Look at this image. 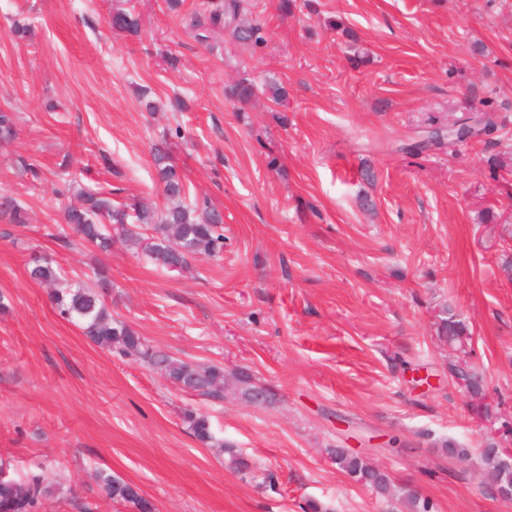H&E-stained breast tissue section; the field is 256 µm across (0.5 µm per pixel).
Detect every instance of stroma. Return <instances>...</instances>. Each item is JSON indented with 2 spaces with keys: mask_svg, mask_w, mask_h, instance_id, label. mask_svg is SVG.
<instances>
[{
  "mask_svg": "<svg viewBox=\"0 0 512 512\" xmlns=\"http://www.w3.org/2000/svg\"><path fill=\"white\" fill-rule=\"evenodd\" d=\"M204 2L0 0V109L18 117L0 190L26 212L0 219V462L61 483L38 512H131L104 474L156 512H405L340 470L339 447L435 512H512L481 479L484 446L512 449V0H250L266 30L254 49L225 29L198 42ZM117 9L139 14V35L112 31ZM243 78L247 102L230 96ZM486 113L492 134L410 153L431 126ZM177 125L175 164L224 216L220 257L168 272L118 242L53 238L74 202L63 170L115 202L162 204L150 147ZM34 253L71 284L108 267L114 317L171 356L248 370L274 405L207 401L99 348L30 279ZM446 308L471 332L483 401L450 373ZM188 408L233 451L198 442ZM100 479L107 495L113 500L126 504L134 512L153 511V504L140 494L136 486L112 475H101Z\"/></svg>",
  "mask_w": 512,
  "mask_h": 512,
  "instance_id": "stroma-1",
  "label": "stroma"
}]
</instances>
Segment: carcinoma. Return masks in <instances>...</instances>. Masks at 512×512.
<instances>
[{
  "instance_id": "obj_1",
  "label": "carcinoma",
  "mask_w": 512,
  "mask_h": 512,
  "mask_svg": "<svg viewBox=\"0 0 512 512\" xmlns=\"http://www.w3.org/2000/svg\"><path fill=\"white\" fill-rule=\"evenodd\" d=\"M209 6L206 19L196 16L191 21L199 41H207L208 31L220 27L232 28L233 36L241 42L259 45L266 41L262 22L242 21L241 14L245 11L243 0H211ZM109 24L118 34L137 35L141 30L139 17L130 10L112 13ZM16 133L12 113L0 109V143L13 142ZM152 159L169 206L162 210L138 204L120 206L113 204L112 199L102 192L82 189L77 193L80 203L65 210V223L82 241L103 251L112 248V236L116 235L144 254L155 266L169 272L184 270L193 257L219 255L224 251L222 215L206 200L190 206L183 203L188 185L172 162L167 139L153 147ZM23 214V207L15 198L0 193V219L20 224L24 222ZM29 277L41 284L55 285L63 275L51 260L35 257L31 260ZM96 278L94 287L78 285L55 290L52 300L62 318L78 321L84 334L98 347L110 350L117 346L123 353L139 357L181 390L209 400L224 399L226 376L223 367L186 362L148 346L136 330L113 318L109 312L104 294L112 284L106 270H96ZM437 331L441 340L455 350L465 349L470 339L466 324L453 314L440 319ZM450 372L465 382L470 395L482 394V377L472 368L453 363ZM235 378L239 384V397L251 401L257 388L251 375L239 372ZM183 418L199 442L204 445L212 443V431L205 416L187 410ZM327 453L356 482L382 496L393 493L389 475L370 466L363 456L345 448H329ZM481 457L483 478L503 485L512 483V465L507 463L502 449L490 443L483 448ZM101 482L110 498L126 504L132 512H153V504L140 494L136 486L111 475L102 476ZM49 489L40 475L16 479L0 465V512H37L40 498ZM403 499L408 512H434L433 503L414 492H404Z\"/></svg>"
}]
</instances>
